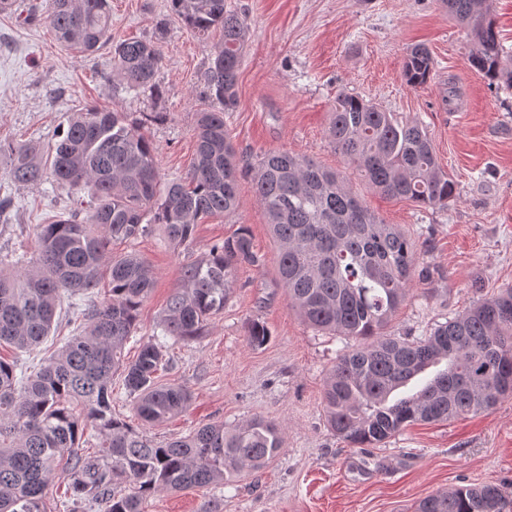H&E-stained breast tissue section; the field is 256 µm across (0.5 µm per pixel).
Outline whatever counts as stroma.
<instances>
[{"instance_id": "1", "label": "stroma", "mask_w": 512, "mask_h": 512, "mask_svg": "<svg viewBox=\"0 0 512 512\" xmlns=\"http://www.w3.org/2000/svg\"><path fill=\"white\" fill-rule=\"evenodd\" d=\"M44 0H15L0 13V140L47 144L69 112L106 106L138 117L159 112L146 127L163 180L187 172L196 143L197 114L210 107L203 76L220 39L194 36L169 11V0H110L112 39H158L159 96L129 92L106 81L112 49L82 55L60 46ZM248 27L241 54L238 104L224 121L238 156L285 150L352 178L369 208L399 225L417 246L408 295L388 334L428 336L474 302L512 287V89L488 83L475 70L466 31L439 0H226ZM166 26L158 35V26ZM425 44L433 67L425 85L406 83L410 47ZM373 102L399 120L425 125L439 161L458 185L447 206L423 208L364 188L336 152L326 130L338 93ZM14 204L0 218V256L36 261L34 227L74 209L64 190L19 187L0 168V197ZM247 228L259 267L238 268L223 311L203 336L167 339L162 385L186 388L191 400L177 417L140 422L121 376L112 379V411L156 442L190 434L212 422L233 428L258 417L278 424L283 445L259 471L236 481L164 492L145 512H415L428 495L493 483L512 490V397L493 410L444 422L407 426L377 448H353L327 426L323 384L348 341L305 324L289 307L277 270V248L252 189L239 182V206L197 224L190 242L170 247L160 230L113 252H133L155 272L137 329L124 355L161 333V314L181 286V269L214 244ZM483 279L474 288V276ZM270 332L260 347L248 341L252 321Z\"/></svg>"}]
</instances>
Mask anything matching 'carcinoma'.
I'll return each instance as SVG.
<instances>
[{
    "instance_id": "carcinoma-1",
    "label": "carcinoma",
    "mask_w": 512,
    "mask_h": 512,
    "mask_svg": "<svg viewBox=\"0 0 512 512\" xmlns=\"http://www.w3.org/2000/svg\"><path fill=\"white\" fill-rule=\"evenodd\" d=\"M486 0H442L448 16L470 33V62L493 84L512 88V63ZM173 13L194 33L218 30L204 89L216 107L199 113L196 152L182 179L160 187L158 162L142 128L155 119L89 107L70 114L51 144L0 141V163L19 186L91 193L86 216L76 209L36 225L39 262L25 255L0 257V512H48L46 491L64 464L66 512H144L147 497L161 492L222 484L244 469L258 471L282 446L281 428L260 418L227 429L206 424L164 444L152 441L112 414V377L124 376L138 417L152 423L178 415L190 394L157 383L166 366L162 345L144 343L131 362L124 344L137 329L154 272L135 254L114 255L110 244L132 241L157 225L178 248L192 239L201 219L227 215L239 204L241 159L224 113L237 105L235 87L247 27L225 0H171ZM46 19L68 49L92 54L111 40L108 0H45ZM157 41L122 40L112 46L111 80L127 89L159 92ZM432 58L423 44L407 55L408 84H425ZM327 134L372 191L420 207H439L457 186L438 161L422 125L400 122L357 96H336ZM252 185L277 246L278 275L288 304L313 328L345 336L323 392L327 423L356 448L384 444L416 422H440L488 412L512 397V288L473 304L421 339L386 330L404 302L417 250L396 224L363 203L347 178L286 150L265 153L253 166ZM247 230L211 248L206 260L182 270V287L168 300L165 335L182 341L200 336L224 310L241 266H258ZM108 273L110 299L88 308L73 302L99 287ZM67 304L76 325L57 353L33 374L22 355L49 335L57 309ZM269 339L254 321L248 340ZM444 365L417 392L391 400L414 378ZM97 452H79L86 431ZM416 512H512V492L496 484L461 486L427 496Z\"/></svg>"
}]
</instances>
